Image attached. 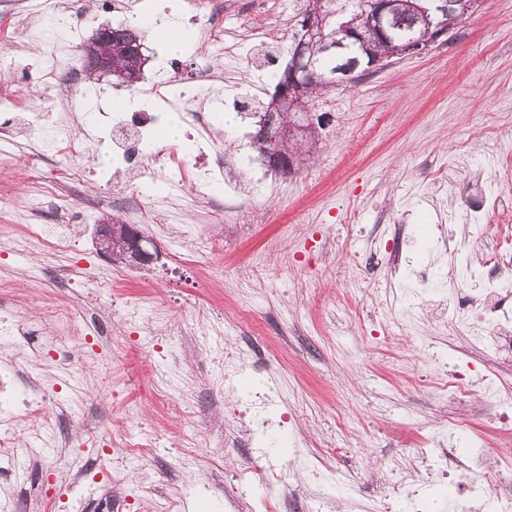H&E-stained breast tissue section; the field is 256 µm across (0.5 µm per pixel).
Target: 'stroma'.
Returning <instances> with one entry per match:
<instances>
[{
    "label": "stroma",
    "mask_w": 512,
    "mask_h": 512,
    "mask_svg": "<svg viewBox=\"0 0 512 512\" xmlns=\"http://www.w3.org/2000/svg\"><path fill=\"white\" fill-rule=\"evenodd\" d=\"M34 12L29 0H0V36L18 65L0 61V85L20 91L14 114L0 116V315L20 336L0 335V379L55 389L59 405L32 403L33 424L63 409L78 437L22 448L0 474V512L20 483L39 479L32 512H96L102 486L113 512H158L161 499L183 512H278L281 499L310 512H407L418 491L427 512H475L464 496L413 460L423 437L447 434L464 414L466 432L447 435L461 449L478 442L487 463L476 482L499 490L502 450L493 409L475 395L453 406L439 374L461 355L484 358L469 336L438 311L470 283L452 276L441 226L469 239L478 261L512 239V0H483L468 19L422 55L393 61L336 86L310 106L323 116L318 143L285 174L252 147V134L285 68L295 32L286 0H198L204 21L217 6L246 19L225 39L237 58L213 57L201 75L191 50L170 53L143 36L146 63L132 86L86 79L83 47L106 25L134 27L144 17L180 23L179 0H138L134 13L110 0H59ZM264 27L268 42L249 44ZM41 31L29 40L25 31ZM73 46L74 79H52L44 62L58 35ZM191 87L205 81L213 137L229 165L219 186H139L112 166V113L118 100L153 110L156 77ZM247 95L245 104L230 89ZM64 127L43 144L37 118ZM478 186L498 211L465 216ZM162 199L166 209L146 205ZM106 214L137 227L157 260L122 266L99 255L92 229ZM34 224H67V246L33 237ZM399 246L398 265L386 249ZM435 287L409 292L416 259ZM136 304L142 332L125 327ZM240 366L236 388L262 410L247 433L229 409L214 359ZM149 447L126 455L124 439ZM260 466L278 477L277 497L239 485Z\"/></svg>",
    "instance_id": "35a3bbf8"
}]
</instances>
